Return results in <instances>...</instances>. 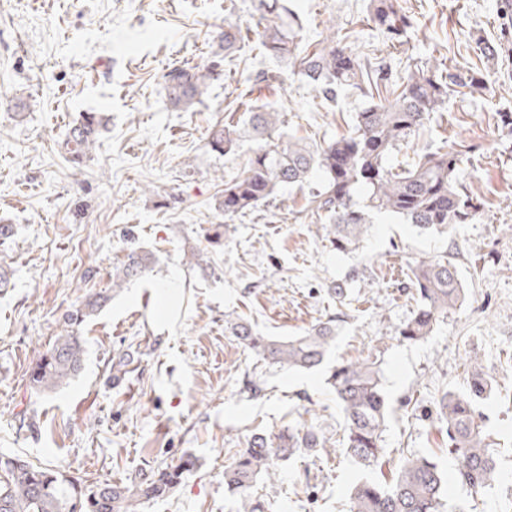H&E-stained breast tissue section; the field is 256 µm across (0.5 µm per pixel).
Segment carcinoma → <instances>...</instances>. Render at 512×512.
Returning <instances> with one entry per match:
<instances>
[{
	"label": "carcinoma",
	"instance_id": "obj_1",
	"mask_svg": "<svg viewBox=\"0 0 512 512\" xmlns=\"http://www.w3.org/2000/svg\"><path fill=\"white\" fill-rule=\"evenodd\" d=\"M257 16L251 33L263 54L288 65L301 81L314 86L326 101H335L340 89L352 87L368 97L351 131L315 145L301 140L282 143L273 138L279 113L267 104L243 100L242 123L218 122L209 132L212 150L227 154L248 126L263 145L244 169L224 183L217 209L224 222H233L276 197L286 187H302L316 171L322 183L309 193L306 210L327 224V237L339 252L356 250L372 227L371 214H394L423 232L445 233L453 224H467L478 206L459 187L457 169L464 150L428 152L413 163L394 167L389 158L432 116L445 109L455 86L479 87L483 77L470 69L450 71L440 65L415 66L399 83L387 78L385 67L372 64L336 37L301 46L303 23L287 0H255ZM367 21L398 40L410 28L399 0H370ZM243 39L233 26L221 39L224 55ZM218 62L203 67L175 66L164 76L163 91L170 105L187 110L201 102ZM108 121L100 112H86L70 129L65 147L72 159L82 160ZM149 252L132 248L112 280V288L146 272ZM409 285L419 304L413 316L396 330L397 336L417 342L429 336L448 311L464 301L456 267L441 256L409 266ZM110 299L89 295L67 312L64 323L79 326ZM337 319L313 326L301 336L280 340L257 334L240 318L226 320L227 329L255 357L290 369L321 365L336 336ZM81 339L58 337L38 353L29 371V383L40 393H52L76 375L82 362ZM327 384L344 420L346 452L365 467L385 456L382 434L389 405L380 370L368 359L334 365ZM490 375L475 371L465 392L448 391L436 402V420L448 438L446 450L457 456L454 480L473 489L496 481L498 468L493 444L483 429L476 401L490 392ZM327 451V439L314 427L289 428L274 437L255 436L224 470L228 490L239 496V512H261L253 498L257 479L276 475L277 462L297 453ZM196 466L188 456L176 465L150 469L130 483L89 487L72 474L35 465L17 456L0 454V512H140L150 500L169 496L184 473ZM449 477L431 455L406 457L396 478L388 483L365 480L350 493L349 512H443Z\"/></svg>",
	"mask_w": 512,
	"mask_h": 512
}]
</instances>
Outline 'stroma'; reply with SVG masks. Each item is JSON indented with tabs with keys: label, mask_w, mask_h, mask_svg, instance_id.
<instances>
[{
	"label": "stroma",
	"mask_w": 512,
	"mask_h": 512,
	"mask_svg": "<svg viewBox=\"0 0 512 512\" xmlns=\"http://www.w3.org/2000/svg\"><path fill=\"white\" fill-rule=\"evenodd\" d=\"M297 4L304 43L336 34L392 80L435 58L484 76L482 90L456 89L390 159L465 145L457 178L480 205L475 218L437 234L379 215L359 249L342 253L306 217L308 189L288 187L225 224L215 197L260 143L245 134L220 155L208 131L241 95L279 112L282 138L310 143L346 134L365 97L346 88L323 104L246 35L203 103L171 107L164 74L209 64L225 22L253 27V0H0V223L14 227L0 242L10 273L0 288V453L92 486L190 454L197 465L175 493L141 512H239L225 466L252 435L311 425L333 453L279 462L254 494L265 512H348L353 482L391 480L401 457L433 452L443 472L455 471L434 405L465 390L478 368L493 380L478 410L501 442L500 477L476 492L449 485L446 510L512 512V133L498 120L512 113V11L504 0H401L412 26L394 44L368 26L369 0ZM482 40L499 45L495 63L477 57ZM83 112L104 113L108 125L77 166L63 142ZM134 245L152 253L151 269L113 288L114 267ZM198 252L206 263H191ZM442 255L466 300L424 340L400 341L395 331L417 307L407 266ZM342 281L341 304L329 288ZM105 289L110 300L78 329L79 373L53 393L31 389L27 373L65 334L64 314ZM229 315L279 338L340 321L325 362L291 370L258 361L227 329ZM367 357L390 407L386 456L374 469L340 449L342 418L326 384L332 366Z\"/></svg>",
	"instance_id": "1"
}]
</instances>
